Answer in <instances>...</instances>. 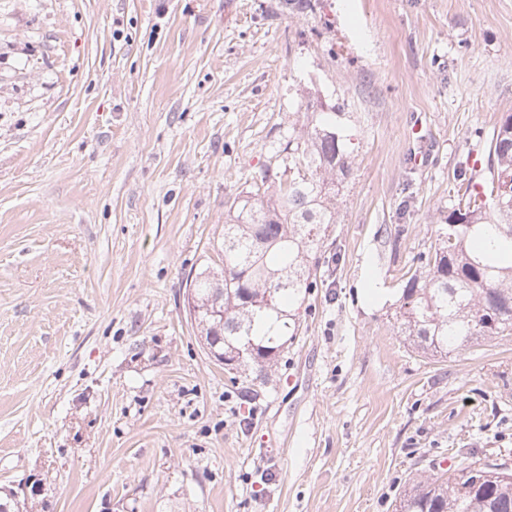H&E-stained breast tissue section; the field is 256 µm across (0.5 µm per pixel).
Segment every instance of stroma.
<instances>
[{
  "label": "stroma",
  "mask_w": 512,
  "mask_h": 512,
  "mask_svg": "<svg viewBox=\"0 0 512 512\" xmlns=\"http://www.w3.org/2000/svg\"><path fill=\"white\" fill-rule=\"evenodd\" d=\"M0 0V492L24 512H396L512 468V335L432 357L395 316L460 162L512 113V0ZM355 171L268 381L184 307L227 197L308 98Z\"/></svg>",
  "instance_id": "1"
}]
</instances>
